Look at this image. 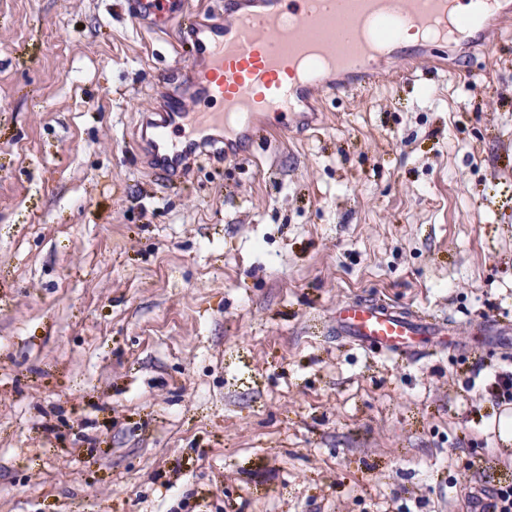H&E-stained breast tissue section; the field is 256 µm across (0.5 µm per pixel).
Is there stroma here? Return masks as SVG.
<instances>
[{"instance_id": "35a3bbf8", "label": "stroma", "mask_w": 512, "mask_h": 512, "mask_svg": "<svg viewBox=\"0 0 512 512\" xmlns=\"http://www.w3.org/2000/svg\"><path fill=\"white\" fill-rule=\"evenodd\" d=\"M133 0H0V512H462L512 486V31L155 176L189 62ZM455 321L418 357L344 303ZM336 331L359 345L386 353L417 357L413 338L422 332L456 336L452 324L431 321L403 312L398 306L374 301H354L336 311Z\"/></svg>"}]
</instances>
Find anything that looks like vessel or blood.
Returning a JSON list of instances; mask_svg holds the SVG:
<instances>
[{
  "label": "vessel or blood",
  "instance_id": "b4317fda",
  "mask_svg": "<svg viewBox=\"0 0 512 512\" xmlns=\"http://www.w3.org/2000/svg\"><path fill=\"white\" fill-rule=\"evenodd\" d=\"M224 0L202 14L195 0H134L136 19L159 30L182 22L191 34V62L184 90L168 93L159 119H146L154 169L173 177L205 153L228 152L255 136L257 116L292 114L322 76H344L340 90L358 93L353 77L365 63L392 53L389 33L411 25L436 28L456 15L459 0ZM466 16L471 33L486 24L512 26V0H478ZM369 18L378 32L363 37L355 22ZM336 331L355 344L386 353L416 356L420 333L456 335L453 324L410 315L399 307L354 301L336 311Z\"/></svg>",
  "mask_w": 512,
  "mask_h": 512
}]
</instances>
